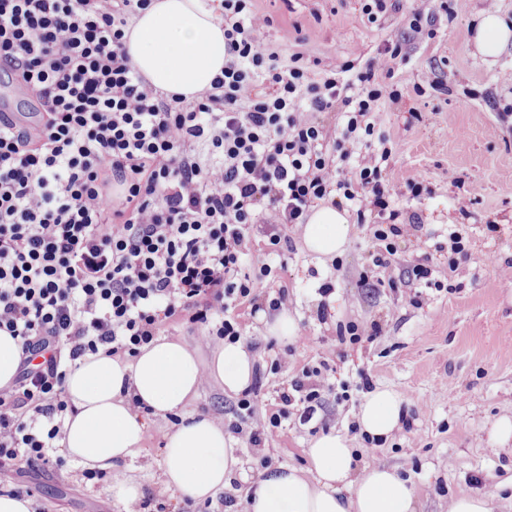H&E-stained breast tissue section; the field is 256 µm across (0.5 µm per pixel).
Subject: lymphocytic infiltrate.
<instances>
[{
    "label": "lymphocytic infiltrate",
    "instance_id": "f902f5d3",
    "mask_svg": "<svg viewBox=\"0 0 512 512\" xmlns=\"http://www.w3.org/2000/svg\"><path fill=\"white\" fill-rule=\"evenodd\" d=\"M152 2L0 0V73L40 94L33 111L0 112V331L22 350L0 389V486L17 497L14 472L50 462L77 360L136 356L179 320L204 346L240 340L239 307L256 305L258 279L282 270L245 272L253 225H266L281 258L294 249L281 225L306 224L312 204L329 201L369 225L371 266L384 271L414 230L387 178L389 140L368 120L399 98L377 76L398 45L312 82L256 40L252 0H219L224 70L189 102L131 63L132 20ZM263 83L270 91L240 107ZM331 112L345 118L332 133ZM468 238L467 226L453 229L446 263L423 252L412 278L442 287L467 261ZM324 387L321 368L306 366L278 399L307 423ZM237 417L231 432L254 446L280 424L256 419L247 390Z\"/></svg>",
    "mask_w": 512,
    "mask_h": 512
}]
</instances>
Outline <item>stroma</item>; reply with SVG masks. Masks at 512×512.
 Returning a JSON list of instances; mask_svg holds the SVG:
<instances>
[{
  "label": "stroma",
  "instance_id": "stroma-1",
  "mask_svg": "<svg viewBox=\"0 0 512 512\" xmlns=\"http://www.w3.org/2000/svg\"><path fill=\"white\" fill-rule=\"evenodd\" d=\"M440 0H425L435 12L432 33H414L408 15L414 0H401L398 12L381 25L367 21L361 0H254L259 20L255 36L280 65L299 61L318 81L337 63L362 67L384 43H400L391 83L401 93L374 113L376 134L389 137L393 152L388 178L404 214L416 215L429 245L447 244L456 224L479 225L470 258L453 279L451 291L428 290L415 308L390 289L366 288L361 277L369 263V232L351 225L343 252L322 257L307 250L301 228L283 232L294 242L280 283L264 282L263 294L287 285L288 311L307 346H294L288 365L271 364L285 343L271 336L273 316L262 309L246 315L241 342L260 377L257 413L269 418L280 407L277 392L289 386L304 366L328 361L331 391L322 409L306 425L290 415L269 429L260 445L232 436L238 463L223 489L198 502L166 491L155 481L164 465L168 435L176 415H146L144 439L121 468L148 500L147 512H237L266 469L289 467L304 472L315 439L333 433L354 448L358 466L394 467L408 478L417 512H448L450 497L489 494L491 512H512V494L499 488L512 477V441H489L494 422L512 418V47L488 63L474 44V31L486 0H452V13ZM420 177L430 194L411 198L406 181ZM469 200L468 215L457 202ZM495 225L483 233L482 225ZM330 285L322 295V285ZM325 319H318L319 310ZM378 321L385 333L375 341L346 348L336 325ZM344 357H336V350ZM370 389L394 391L402 406L401 427L378 444L352 430ZM238 394L217 383L204 384L187 413L235 420ZM38 512H123L110 492L109 476L90 477L88 468L61 458L46 471L23 473ZM233 505H226V498Z\"/></svg>",
  "mask_w": 512,
  "mask_h": 512
}]
</instances>
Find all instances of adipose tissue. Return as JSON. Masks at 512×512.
<instances>
[{"label":"adipose tissue","instance_id":"ef3b65f1","mask_svg":"<svg viewBox=\"0 0 512 512\" xmlns=\"http://www.w3.org/2000/svg\"><path fill=\"white\" fill-rule=\"evenodd\" d=\"M481 55L497 59L512 44V25L496 7L486 8L474 35ZM128 51L133 65L159 89L195 99L224 68V26L202 0H153L136 18ZM350 228L343 211L322 207L304 227L306 247L323 256L343 251ZM253 361L242 343L215 348L209 359L181 339H158L129 361L102 354L78 360L64 394L72 405L62 445L72 460L89 468L112 469L130 457L145 430L130 412L128 396L148 408L181 415L167 439L163 467L166 489L202 501L222 489L236 463L222 424L184 409L204 379L230 392L249 383ZM401 406L389 390L372 392L360 409L363 433L380 441L398 428ZM309 475L280 467L248 495L247 512H416L412 488L396 469L356 467L345 438L328 434L308 450Z\"/></svg>","mask_w":512,"mask_h":512}]
</instances>
